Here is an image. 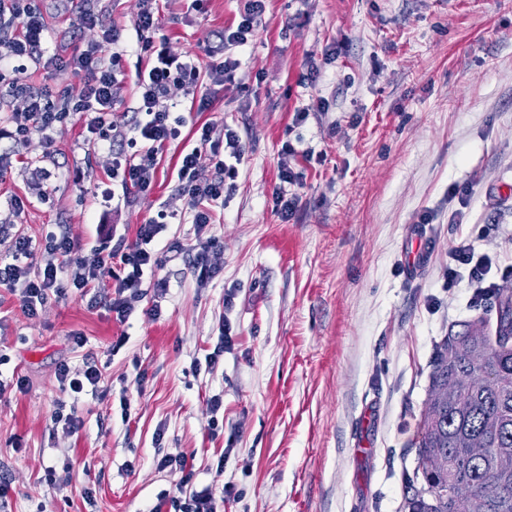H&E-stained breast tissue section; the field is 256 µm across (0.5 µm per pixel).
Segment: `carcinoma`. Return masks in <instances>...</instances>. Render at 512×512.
Listing matches in <instances>:
<instances>
[{"mask_svg": "<svg viewBox=\"0 0 512 512\" xmlns=\"http://www.w3.org/2000/svg\"><path fill=\"white\" fill-rule=\"evenodd\" d=\"M489 305L494 334L479 316L436 345L406 512H467L459 485L484 501V512H512V471L498 466L512 458V289H496ZM474 440L485 444L481 457L471 454Z\"/></svg>", "mask_w": 512, "mask_h": 512, "instance_id": "carcinoma-1", "label": "carcinoma"}]
</instances>
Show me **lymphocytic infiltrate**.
Returning a JSON list of instances; mask_svg holds the SVG:
<instances>
[{
    "mask_svg": "<svg viewBox=\"0 0 512 512\" xmlns=\"http://www.w3.org/2000/svg\"><path fill=\"white\" fill-rule=\"evenodd\" d=\"M265 11L264 0H245L236 23L219 33V43L209 50L211 61L207 69L190 58L172 54L166 43L155 41L159 26V0H141L134 22L141 56L147 64L136 72V102L131 109L128 128L113 127L110 116L118 104V91L123 83L122 52L119 48L121 31H104L100 42L88 44L75 53L64 56L47 45L49 25L38 0H0V86L16 102L4 126L0 140L8 145L0 149V159L19 154L32 134H39L45 143H52L56 123L70 114L84 115L82 137L93 145L107 144L112 154L113 186L122 189L123 196L148 193L156 180L159 154L173 142H181L173 172V191L188 203L192 221L201 235L192 247L193 273L199 285H207L216 268L209 253L213 238L205 230L213 221L215 207L223 204L226 195L235 188L238 166L246 153V143L239 131L227 126L217 128L205 122L192 130L189 139H182L183 116L173 115L176 92L197 93L200 79L218 86L233 80L240 65L237 51L248 45ZM50 75L69 69L81 74L76 87L53 89L46 83L31 79V70ZM297 150L285 144L278 163L281 186L274 204L282 218H292L301 201L300 188L305 185V173L291 164ZM209 158L212 173L199 175L200 161ZM166 208L138 225L133 241L118 240L112 248L99 245L87 247L73 240L63 229L48 231L45 236L43 261L32 265L30 238L19 234L12 240L6 257H0V287L18 296L28 316H36L39 307L51 297L66 296L76 290L79 297L88 298L92 307H103L117 321H126L137 303L147 293H154L146 313L159 318V296L167 288L160 277L162 258L157 243L166 229ZM120 254L122 276L112 274V256ZM449 283L467 279L475 290L489 291L499 282L512 279V266L498 267L488 255H476L467 242L450 251ZM152 289H145V281ZM159 471L173 476L171 490L165 491L152 512H218L211 488L196 489L192 459L184 453H168L158 458Z\"/></svg>",
    "mask_w": 512,
    "mask_h": 512,
    "instance_id": "lymphocytic-infiltrate-1",
    "label": "lymphocytic infiltrate"
}]
</instances>
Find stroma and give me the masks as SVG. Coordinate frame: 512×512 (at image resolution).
<instances>
[{
    "label": "stroma",
    "instance_id": "stroma-1",
    "mask_svg": "<svg viewBox=\"0 0 512 512\" xmlns=\"http://www.w3.org/2000/svg\"><path fill=\"white\" fill-rule=\"evenodd\" d=\"M42 5L60 52L113 25L135 40L138 0H98L96 27L77 32L56 0ZM240 7L168 0L159 34L205 65ZM236 56L212 107L186 116L232 124L247 144L236 189L206 229L219 269L209 285L195 280L197 227L169 185L179 144L165 149L153 189L128 204L103 202L112 155L83 141L77 116L58 124L53 147L32 135L0 165V226L33 242L55 224L84 244L130 240L163 200L176 212L163 240L184 246L162 255L169 287L157 320L137 310L121 323L75 294L30 317L0 288L5 512H151L170 487L156 460L177 452L193 458L197 488L234 486L221 512H401L435 346L480 314L467 281L445 282L449 251L466 240L512 264V0H266ZM310 61L319 74L306 82ZM320 99L325 111L294 125ZM288 141L314 160L286 221L273 193ZM37 166L50 173L47 198L14 212L10 199L28 193ZM231 288L235 344L209 374L196 362L216 342ZM89 356L106 391L79 395L77 432L53 429L57 366L76 372ZM50 468L64 490L46 483Z\"/></svg>",
    "mask_w": 512,
    "mask_h": 512
}]
</instances>
